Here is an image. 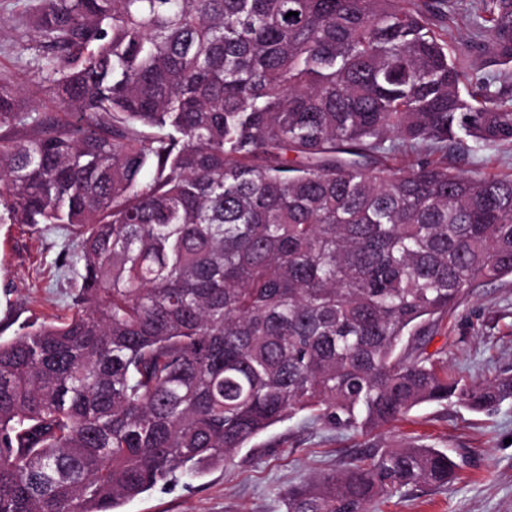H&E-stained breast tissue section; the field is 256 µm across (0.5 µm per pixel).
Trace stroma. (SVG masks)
<instances>
[{
  "label": "stroma",
  "instance_id": "obj_1",
  "mask_svg": "<svg viewBox=\"0 0 512 512\" xmlns=\"http://www.w3.org/2000/svg\"><path fill=\"white\" fill-rule=\"evenodd\" d=\"M37 3L0 0V17L8 21L0 36V77L36 99L39 111L54 114L56 103L39 89L47 68L27 20ZM446 162L459 170L512 175V146L476 153L464 145L449 149ZM68 244L60 225L0 220L1 339L29 323L71 316L78 270L58 264ZM429 349L445 351L449 370L468 382L512 370V278L470 289ZM404 439L444 450L461 467L448 486L402 489L381 503V512H512V400L483 412L428 404L367 436L302 413L252 440L232 463L186 484L155 488L126 502L122 512H284L282 494L289 487L342 468L369 447Z\"/></svg>",
  "mask_w": 512,
  "mask_h": 512
}]
</instances>
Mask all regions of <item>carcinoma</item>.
I'll return each instance as SVG.
<instances>
[{"mask_svg": "<svg viewBox=\"0 0 512 512\" xmlns=\"http://www.w3.org/2000/svg\"><path fill=\"white\" fill-rule=\"evenodd\" d=\"M459 12L469 50L435 30ZM33 28L65 117L0 80V213L63 225L82 273L70 318L0 340V512H120L303 412L368 435L512 400V371L468 385L427 351L512 277V176L434 158L512 145L509 74L471 60L512 62V0H39ZM456 469L375 448L284 512Z\"/></svg>", "mask_w": 512, "mask_h": 512, "instance_id": "cac0c4a2", "label": "carcinoma"}]
</instances>
